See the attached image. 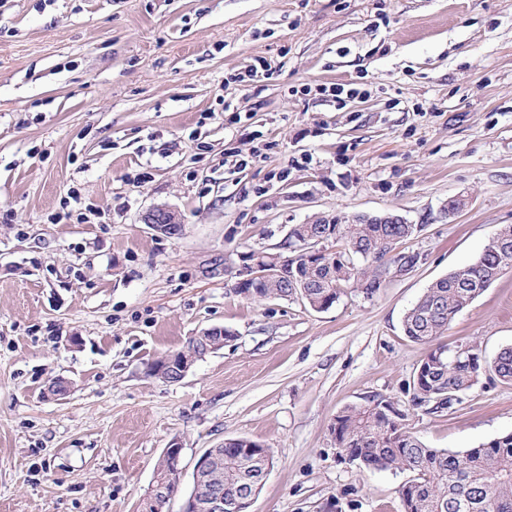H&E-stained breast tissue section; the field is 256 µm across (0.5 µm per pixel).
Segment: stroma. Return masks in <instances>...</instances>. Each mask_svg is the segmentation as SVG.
Returning a JSON list of instances; mask_svg holds the SVG:
<instances>
[{
    "instance_id": "35a3bbf8",
    "label": "stroma",
    "mask_w": 512,
    "mask_h": 512,
    "mask_svg": "<svg viewBox=\"0 0 512 512\" xmlns=\"http://www.w3.org/2000/svg\"><path fill=\"white\" fill-rule=\"evenodd\" d=\"M347 82L368 97L315 91ZM156 207L182 236L145 224ZM384 214L421 225V260L373 297L235 292L293 225ZM508 224L512 0H0V512H139L171 447L179 512L229 438L274 455L252 512H401L408 473L342 459L328 426L383 396L432 448L512 433L487 371L448 413L413 407L427 349L402 329ZM212 326L231 340L184 379L149 375ZM442 342L512 346V271Z\"/></svg>"
}]
</instances>
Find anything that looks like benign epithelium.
<instances>
[{
  "label": "benign epithelium",
  "instance_id": "1",
  "mask_svg": "<svg viewBox=\"0 0 512 512\" xmlns=\"http://www.w3.org/2000/svg\"><path fill=\"white\" fill-rule=\"evenodd\" d=\"M146 223L157 231L164 230V226L179 224L181 220L175 212L166 207H157L151 210ZM288 259L279 256L263 258L254 256L248 265V278L255 280L278 279L283 276L284 265ZM224 337V328L212 327L201 331L196 338L202 343L196 351L180 353L165 357L161 364L150 369V374L162 380L176 378L183 379L192 366L203 359L209 352L224 345V342H215V338ZM233 442L239 446V451L252 457L260 463V468L244 475L240 483L229 495H224V477L217 465V452L207 450L196 461L192 473V489L183 500L182 512H250V508L267 475L274 466V456L266 446L245 438H235ZM180 448H168L162 456V462L170 471L182 474ZM166 498V489L159 475H154L153 482L146 496L139 505L141 512H150L158 507L161 500Z\"/></svg>",
  "mask_w": 512,
  "mask_h": 512
}]
</instances>
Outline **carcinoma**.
I'll return each mask as SVG.
<instances>
[{
    "label": "carcinoma",
    "instance_id": "cac0c4a2",
    "mask_svg": "<svg viewBox=\"0 0 512 512\" xmlns=\"http://www.w3.org/2000/svg\"><path fill=\"white\" fill-rule=\"evenodd\" d=\"M507 243L495 237L473 264L455 269L435 280L403 319V331L411 341L430 347L413 381V405L443 413L461 401L476 384L466 356L481 362L479 348L466 346V354L436 346L448 332L453 318L500 275L512 270V225L504 226ZM417 233L415 224H341L321 218L314 224H295L288 245L324 235L336 251L311 261H288V283L270 280L244 282L237 293L249 296L254 288L262 297L284 298L295 284L310 307H330L348 289L371 297L386 282V269L399 260L413 266L419 254L396 246ZM503 384H512V346L500 350L488 365ZM329 433L349 461L368 469L408 472L402 485L403 512H512V433L465 451L429 448L405 423V414L386 398H373L338 412ZM224 488L231 489L247 463L236 446H224L220 458Z\"/></svg>",
    "mask_w": 512,
    "mask_h": 512
}]
</instances>
